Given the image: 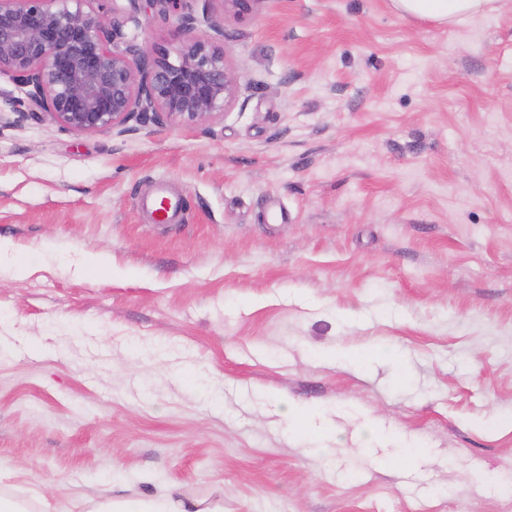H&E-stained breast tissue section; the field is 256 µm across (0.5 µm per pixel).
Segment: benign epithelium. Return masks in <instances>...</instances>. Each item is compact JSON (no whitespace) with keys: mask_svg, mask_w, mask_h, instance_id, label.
Here are the masks:
<instances>
[{"mask_svg":"<svg viewBox=\"0 0 512 512\" xmlns=\"http://www.w3.org/2000/svg\"><path fill=\"white\" fill-rule=\"evenodd\" d=\"M94 0H0V75L27 102L77 133L124 135L128 123L204 126L237 99L240 83L224 52L196 33L188 0H127L128 14L179 13L177 46L155 51L125 40L126 18H105ZM242 17L261 0H223Z\"/></svg>","mask_w":512,"mask_h":512,"instance_id":"obj_1","label":"benign epithelium"}]
</instances>
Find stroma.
Segmentation results:
<instances>
[{
    "mask_svg": "<svg viewBox=\"0 0 512 512\" xmlns=\"http://www.w3.org/2000/svg\"><path fill=\"white\" fill-rule=\"evenodd\" d=\"M190 7L206 126L0 129V494L512 512V0ZM498 0H391L402 17L431 19L443 25H455L496 9Z\"/></svg>",
    "mask_w": 512,
    "mask_h": 512,
    "instance_id": "obj_1",
    "label": "stroma"
}]
</instances>
